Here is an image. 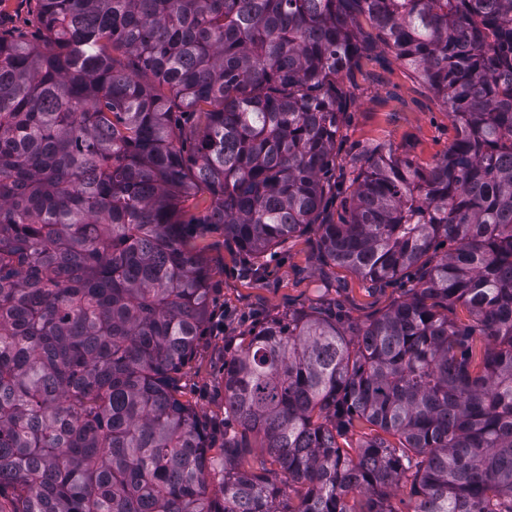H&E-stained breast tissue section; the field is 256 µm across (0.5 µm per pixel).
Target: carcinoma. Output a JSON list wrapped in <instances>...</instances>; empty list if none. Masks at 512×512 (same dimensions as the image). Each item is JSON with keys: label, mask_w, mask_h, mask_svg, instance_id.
<instances>
[{"label": "carcinoma", "mask_w": 512, "mask_h": 512, "mask_svg": "<svg viewBox=\"0 0 512 512\" xmlns=\"http://www.w3.org/2000/svg\"><path fill=\"white\" fill-rule=\"evenodd\" d=\"M36 5L41 41L0 36V512H512V0ZM380 44L456 137L425 170L359 155L336 220L344 77ZM194 224L249 265L305 236L416 284L243 337L216 448L178 378L208 319Z\"/></svg>", "instance_id": "obj_1"}]
</instances>
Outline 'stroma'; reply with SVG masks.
I'll return each instance as SVG.
<instances>
[{"label":"stroma","mask_w":512,"mask_h":512,"mask_svg":"<svg viewBox=\"0 0 512 512\" xmlns=\"http://www.w3.org/2000/svg\"><path fill=\"white\" fill-rule=\"evenodd\" d=\"M0 33L34 41L40 25L33 0H6L0 7ZM355 99L336 140L338 160L363 149L384 147L427 166L443 155L456 135L446 107L434 92L387 48H379L345 77ZM211 272L210 313L224 318L223 329L206 326L189 363L180 373L184 399L199 413L210 433L224 431V348L239 341L265 319L291 307L313 308L323 300L318 279L329 285L327 298L342 313L363 321L403 298L410 280L375 285L350 270H318L310 241H289L268 257L260 274L242 270L234 245L221 228L189 239Z\"/></svg>","instance_id":"stroma-1"}]
</instances>
